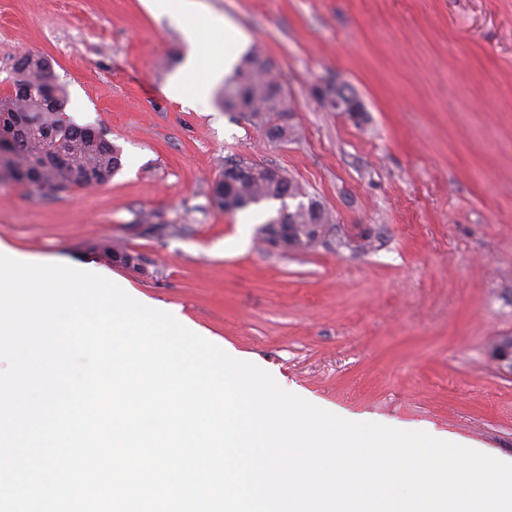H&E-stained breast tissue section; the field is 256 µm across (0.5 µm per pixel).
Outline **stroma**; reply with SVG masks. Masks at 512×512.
<instances>
[{
  "mask_svg": "<svg viewBox=\"0 0 512 512\" xmlns=\"http://www.w3.org/2000/svg\"><path fill=\"white\" fill-rule=\"evenodd\" d=\"M283 77L298 137L270 141L214 90L166 91L181 25L141 0H0V93L47 57L66 115L122 167L52 199L0 186V243L104 269L197 334L342 418L448 432L512 461V0H203ZM348 84L359 117L324 88ZM285 170L332 213L308 252L260 243L209 201L226 160ZM151 210L179 233L135 226ZM119 238L145 263L112 262Z\"/></svg>",
  "mask_w": 512,
  "mask_h": 512,
  "instance_id": "stroma-1",
  "label": "stroma"
}]
</instances>
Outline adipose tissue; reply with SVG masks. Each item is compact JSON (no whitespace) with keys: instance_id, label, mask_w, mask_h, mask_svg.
<instances>
[{"instance_id":"ef3b65f1","label":"adipose tissue","mask_w":512,"mask_h":512,"mask_svg":"<svg viewBox=\"0 0 512 512\" xmlns=\"http://www.w3.org/2000/svg\"><path fill=\"white\" fill-rule=\"evenodd\" d=\"M144 6L151 13L172 15L182 22L189 51L171 87L183 99H193L199 88L223 80L237 63L241 33L224 16L203 11L198 0H144ZM213 27L223 28L226 39L223 48L208 58L204 55L202 34Z\"/></svg>"}]
</instances>
